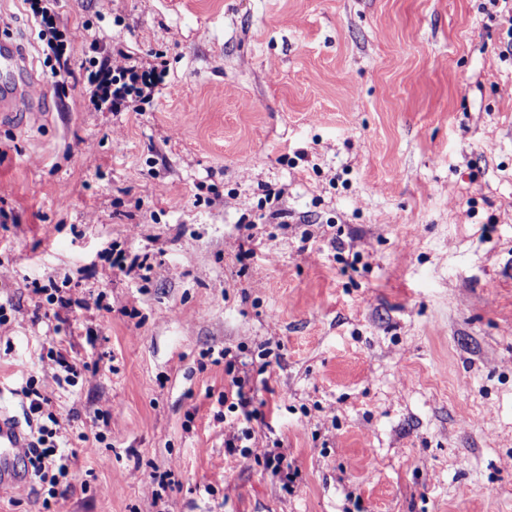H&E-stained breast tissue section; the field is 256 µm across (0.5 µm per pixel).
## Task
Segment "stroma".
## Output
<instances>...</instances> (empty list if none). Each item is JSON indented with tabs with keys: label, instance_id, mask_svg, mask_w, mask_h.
<instances>
[{
	"label": "stroma",
	"instance_id": "1",
	"mask_svg": "<svg viewBox=\"0 0 512 512\" xmlns=\"http://www.w3.org/2000/svg\"><path fill=\"white\" fill-rule=\"evenodd\" d=\"M502 9L58 0L60 26L163 64L153 99L115 114L80 92L83 40L57 84L22 0H0V44L24 51L0 70V407L24 416L61 349L95 374L48 387L49 409L72 411L79 451L104 435L66 491L33 479L0 512H151L165 470L172 512H512ZM37 283L106 307L54 315ZM224 349L292 492L224 448Z\"/></svg>",
	"mask_w": 512,
	"mask_h": 512
}]
</instances>
